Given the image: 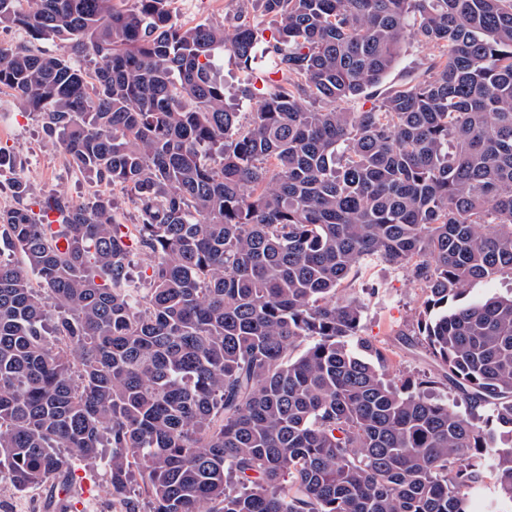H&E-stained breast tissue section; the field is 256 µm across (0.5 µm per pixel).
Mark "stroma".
<instances>
[{
    "label": "stroma",
    "mask_w": 512,
    "mask_h": 512,
    "mask_svg": "<svg viewBox=\"0 0 512 512\" xmlns=\"http://www.w3.org/2000/svg\"><path fill=\"white\" fill-rule=\"evenodd\" d=\"M171 10L175 21L186 26L210 23L229 27L241 13L257 25L263 19L258 0H172ZM218 66L226 92L233 96L238 110L254 111L257 100L252 92L262 88L263 78L271 70L269 56L259 55L249 71L226 55L219 58ZM0 150L14 162L13 171L0 174V201L5 206L14 207L21 201L30 205L50 194L85 203L102 190L95 180L69 165L42 119L30 113L25 103L8 90L0 92ZM17 177L27 186L22 200L17 199L12 187ZM351 294L361 296L366 303L362 334L390 351L391 378L434 372L436 365L428 353L399 338L400 333L411 328L423 301L421 289L408 273L381 262L368 264L336 292L340 298ZM106 477L101 468L77 469L71 500L79 512H110ZM0 512H55L54 500L45 487L18 491L1 484Z\"/></svg>",
    "instance_id": "35a3bbf8"
}]
</instances>
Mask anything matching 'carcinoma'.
<instances>
[{
  "instance_id": "obj_1",
  "label": "carcinoma",
  "mask_w": 512,
  "mask_h": 512,
  "mask_svg": "<svg viewBox=\"0 0 512 512\" xmlns=\"http://www.w3.org/2000/svg\"><path fill=\"white\" fill-rule=\"evenodd\" d=\"M259 2L278 79L244 121L214 58L251 64L245 19L0 0L72 48L0 44V89L138 213L0 210L23 258L0 262V480L68 492L77 460L123 512H512V295L461 301L512 271V0ZM408 40L424 73L340 108ZM372 261L421 286L410 343L435 372L388 379L364 300L336 298Z\"/></svg>"
}]
</instances>
